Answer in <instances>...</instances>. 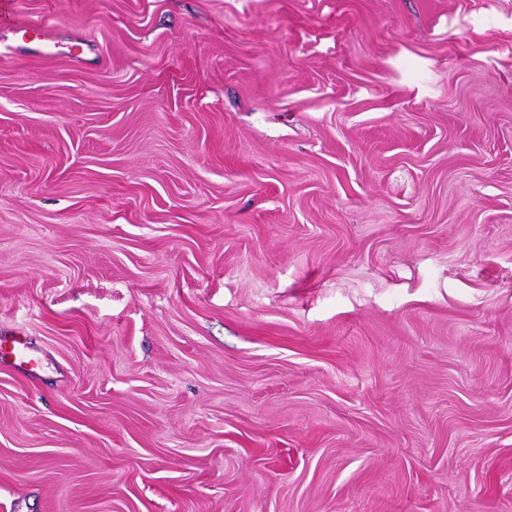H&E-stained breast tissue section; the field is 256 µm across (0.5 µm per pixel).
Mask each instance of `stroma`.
Instances as JSON below:
<instances>
[{
    "instance_id": "35a3bbf8",
    "label": "stroma",
    "mask_w": 512,
    "mask_h": 512,
    "mask_svg": "<svg viewBox=\"0 0 512 512\" xmlns=\"http://www.w3.org/2000/svg\"><path fill=\"white\" fill-rule=\"evenodd\" d=\"M14 334L0 512H512V0H0ZM0 357H9L14 365L29 372H34L39 363L26 340L19 336H0Z\"/></svg>"
}]
</instances>
